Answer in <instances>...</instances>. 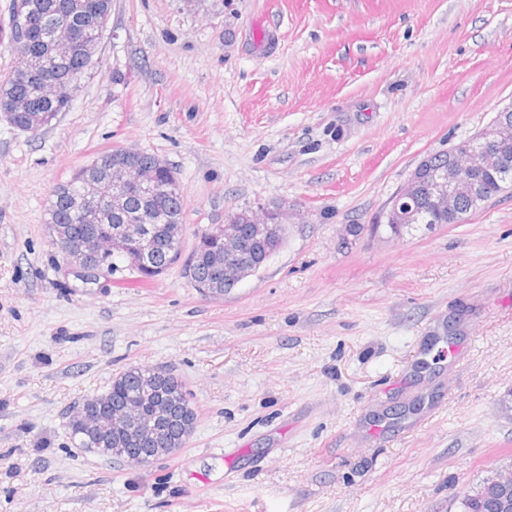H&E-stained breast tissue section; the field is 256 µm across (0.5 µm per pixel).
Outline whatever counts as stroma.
Returning <instances> with one entry per match:
<instances>
[{
  "mask_svg": "<svg viewBox=\"0 0 512 512\" xmlns=\"http://www.w3.org/2000/svg\"><path fill=\"white\" fill-rule=\"evenodd\" d=\"M96 59L48 127L0 118V512H460L512 465V190L379 227L512 103V0H112ZM118 147L176 171L184 251L260 204L295 222L220 297L178 266L82 284L47 201ZM133 366L197 412L143 469L65 429Z\"/></svg>",
  "mask_w": 512,
  "mask_h": 512,
  "instance_id": "1",
  "label": "stroma"
}]
</instances>
